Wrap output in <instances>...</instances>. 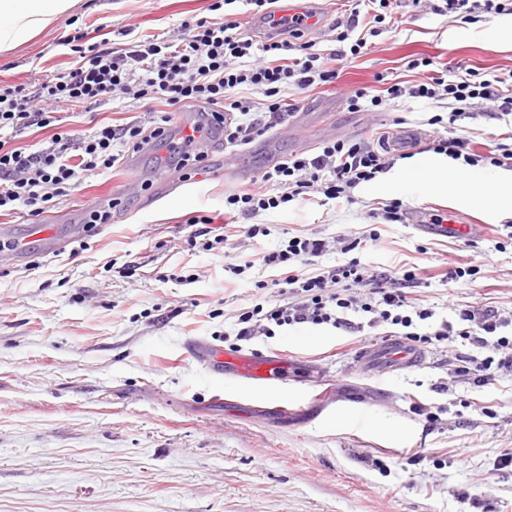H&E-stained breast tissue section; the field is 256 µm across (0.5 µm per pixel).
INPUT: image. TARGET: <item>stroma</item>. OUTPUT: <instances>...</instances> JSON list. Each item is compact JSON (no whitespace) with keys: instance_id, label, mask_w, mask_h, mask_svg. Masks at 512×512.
Wrapping results in <instances>:
<instances>
[{"instance_id":"1","label":"stroma","mask_w":512,"mask_h":512,"mask_svg":"<svg viewBox=\"0 0 512 512\" xmlns=\"http://www.w3.org/2000/svg\"><path fill=\"white\" fill-rule=\"evenodd\" d=\"M213 0H80L28 43L0 53V82L38 88L67 71L75 31L98 42L135 26L140 34L177 32L182 21L213 19ZM430 56L478 72L512 73V17L451 22L401 9L395 28L372 38L346 64L334 87L312 92L288 126L251 144L249 162L215 149L185 191L162 151L128 155L122 166L90 179L71 200L36 223L0 216L28 252H0V512H512V375L496 373L478 388L457 378L448 350L430 348L424 366L369 378L353 355L363 336L329 326H301L244 344L247 352L291 354L283 393L301 406L288 416L260 411L263 390L240 391L209 378L185 359L190 338L223 344L239 314L277 300L259 280L279 278L263 253L289 235L379 239L363 263L404 264L430 275L414 289L422 306L449 318L455 308L512 313V245L498 251L512 216L482 204L493 166H480L471 199L429 194L412 176L387 190L368 182L354 203L316 194L260 212L263 234L229 223L224 198L247 186L261 166L310 154L330 133L370 139L376 129L421 127L447 115V101L405 102L386 112H350L342 90L380 93L378 76L423 81L406 63ZM135 176L136 196L115 200ZM394 199L428 215L453 210L459 222L485 224L474 240L429 237L411 224L370 225L368 213ZM115 204L111 223L78 243L46 253L34 229L80 224L88 204ZM213 220L223 243L205 251L188 242L195 214ZM245 264L243 274L225 263ZM134 266L131 277L121 270ZM458 266L476 273L442 280ZM438 410L436 423L416 403Z\"/></svg>"}]
</instances>
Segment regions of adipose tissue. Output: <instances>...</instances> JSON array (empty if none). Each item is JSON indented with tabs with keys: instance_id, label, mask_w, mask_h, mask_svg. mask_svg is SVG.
<instances>
[{
	"instance_id": "1",
	"label": "adipose tissue",
	"mask_w": 512,
	"mask_h": 512,
	"mask_svg": "<svg viewBox=\"0 0 512 512\" xmlns=\"http://www.w3.org/2000/svg\"><path fill=\"white\" fill-rule=\"evenodd\" d=\"M78 0H0V51L7 52L27 43L51 20L73 9ZM425 182L430 193L444 194L456 189L459 201H466L468 175L458 173L454 161L443 155L430 157Z\"/></svg>"
}]
</instances>
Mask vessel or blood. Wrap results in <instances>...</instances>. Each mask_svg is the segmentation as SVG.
Segmentation results:
<instances>
[{"label": "vessel or blood", "mask_w": 512, "mask_h": 512, "mask_svg": "<svg viewBox=\"0 0 512 512\" xmlns=\"http://www.w3.org/2000/svg\"><path fill=\"white\" fill-rule=\"evenodd\" d=\"M420 138V130L401 128L392 131L384 144L394 152L412 151L415 150ZM412 219L418 231L440 238L470 240L486 232L485 225L463 224L452 218L440 224H432L422 220L420 214L416 213ZM185 351L204 368L207 376L213 379L260 386L273 391L288 378L291 357L285 353L258 357L240 352H227L220 346L194 339L186 342ZM355 358L358 369L364 375L379 377L389 372L422 366L427 355L422 349L401 340L388 339L379 344L358 347Z\"/></svg>", "instance_id": "obj_1"}]
</instances>
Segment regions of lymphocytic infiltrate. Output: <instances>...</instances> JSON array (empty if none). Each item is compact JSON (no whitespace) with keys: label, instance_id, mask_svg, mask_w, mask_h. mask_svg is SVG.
<instances>
[{"label":"lymphocytic infiltrate","instance_id":"lymphocytic-infiltrate-1","mask_svg":"<svg viewBox=\"0 0 512 512\" xmlns=\"http://www.w3.org/2000/svg\"><path fill=\"white\" fill-rule=\"evenodd\" d=\"M251 6L266 28L263 39L244 36L231 9L235 2ZM428 3L435 15L449 21L474 16L512 15V0H356L355 7L336 17L330 26L338 49L315 52L305 37L301 16L282 14L279 0H214L213 10H224L222 21L184 23L185 35H139L135 27L119 29L121 47L103 41L83 45L75 33L78 59L74 67L44 80L32 92L19 85H0V212L34 219L66 201L93 176L120 167L126 154L150 144L167 148V160L178 170L201 163L205 155L190 136H171L173 107H193L199 125H222L224 141L247 148L269 131L288 124L292 102L309 89L335 82L334 62L358 57L367 40L379 36L380 26L393 18L395 5ZM430 57L410 60L409 68L430 69L427 81L406 85L393 81L384 93L372 95L360 88L346 93L352 112H378L408 99L451 100L450 122L465 119L468 111L488 106L490 114L512 113V83L492 73L470 69L436 70ZM261 94V101L239 97L241 89ZM165 103L162 111L147 109L143 116L122 125L97 122L79 132L64 130L63 117L51 111L54 103L86 113L113 101ZM52 129L48 139L16 146L30 128ZM430 149L474 166L486 161L495 167L512 165V142L495 144L488 153L473 149L461 134L430 142ZM393 164L389 152L351 138L329 139L316 153L291 155L262 170L260 188L229 193L230 212L250 220L259 212L278 208L311 194L325 199H350L352 189L374 180ZM279 189L263 193L264 185ZM364 240L338 237L336 243L309 236L289 237L285 246L266 252V268L285 270L275 280L282 303L260 304L238 316L237 340L275 337L298 325H328L347 336L389 324L405 329V338L417 346L461 342L472 346L458 355L456 373L485 386L493 372L512 373V315L496 309H455L452 318L436 319L432 309L409 296L425 286L415 270L366 267L355 255ZM344 254L330 270L313 271L316 260L331 246Z\"/></svg>","mask_w":512,"mask_h":512}]
</instances>
